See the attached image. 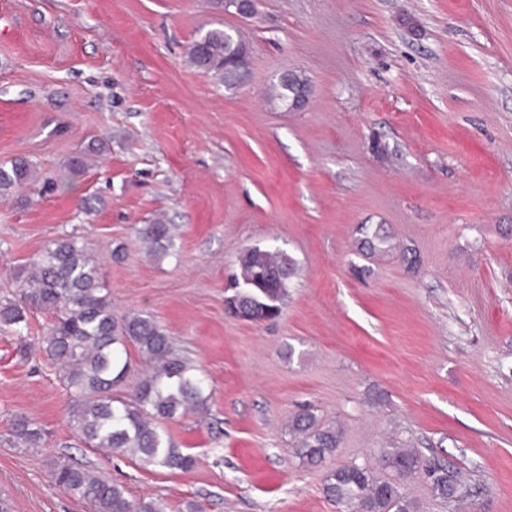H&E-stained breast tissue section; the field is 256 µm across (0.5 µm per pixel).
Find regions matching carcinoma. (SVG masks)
<instances>
[{"label":"carcinoma","instance_id":"obj_1","mask_svg":"<svg viewBox=\"0 0 512 512\" xmlns=\"http://www.w3.org/2000/svg\"><path fill=\"white\" fill-rule=\"evenodd\" d=\"M187 58L193 67L228 89L239 87L240 68L248 64L242 42L223 28L201 34L190 45ZM305 81L306 77L297 73L288 86L274 84L268 102L287 105L297 84ZM38 174L37 165L26 157L1 163L0 195L35 183ZM178 230L179 225L162 217L140 228L137 239L149 256L161 259L176 254ZM237 262L235 282L240 288L230 316L256 322L278 317L295 271L293 259L283 251L253 247L241 251ZM99 266V259L80 238L51 241L26 268L18 300L0 305V327L26 322L27 313L33 310L52 315L42 348L75 393L70 428L79 441L130 455L144 466L189 471L196 459L178 448L163 422L204 407V378L150 313L119 316L114 312ZM131 347L148 371L131 396L122 398L114 395L113 389L132 370ZM291 427L299 436V456L304 464L319 465L336 452L340 430L321 425L312 412L296 413ZM11 431L18 442L30 448L37 447L43 436L25 417L15 419ZM380 461L392 477L350 463L327 473L324 495L340 506L341 512H415L414 503L400 491L397 480L420 469L418 449L383 448ZM52 474L55 483L83 501L90 512H164L160 500H132L122 485L69 456L53 461ZM427 475L433 492L443 499L459 500L470 494V485L458 471L433 466Z\"/></svg>","mask_w":512,"mask_h":512}]
</instances>
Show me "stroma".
<instances>
[{"label": "stroma", "mask_w": 512, "mask_h": 512, "mask_svg": "<svg viewBox=\"0 0 512 512\" xmlns=\"http://www.w3.org/2000/svg\"><path fill=\"white\" fill-rule=\"evenodd\" d=\"M0 25V163L40 172L0 197V304L50 240L83 238L113 308L151 313L208 378L165 424L196 466L145 467L72 434L50 316L0 329V512H87L52 479L65 455L165 512H340L326 472L392 443L420 451L417 512H512V0H0ZM222 27L250 49L238 89L187 61ZM285 70L312 83L305 111L263 100ZM159 214L180 235L154 259L137 231ZM364 227L384 251H358ZM255 246L296 264L271 322L224 313ZM304 409L341 430L316 467L288 427ZM21 415L40 447L13 441ZM434 463L466 475L464 507L434 496Z\"/></svg>", "instance_id": "35a3bbf8"}]
</instances>
